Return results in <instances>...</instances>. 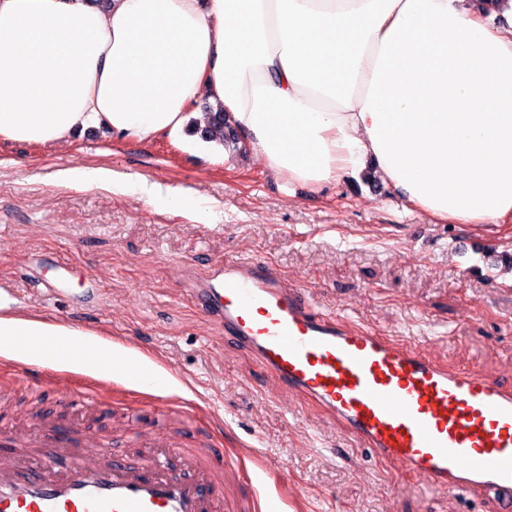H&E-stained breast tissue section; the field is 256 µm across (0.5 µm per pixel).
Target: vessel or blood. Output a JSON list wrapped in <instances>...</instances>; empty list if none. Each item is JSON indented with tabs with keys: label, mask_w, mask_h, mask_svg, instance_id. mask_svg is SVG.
I'll return each instance as SVG.
<instances>
[{
	"label": "vessel or blood",
	"mask_w": 512,
	"mask_h": 512,
	"mask_svg": "<svg viewBox=\"0 0 512 512\" xmlns=\"http://www.w3.org/2000/svg\"><path fill=\"white\" fill-rule=\"evenodd\" d=\"M225 339L331 414L377 459L439 492L487 495L512 512V384L433 362L413 347L323 312L260 259L214 262L190 290ZM63 359L96 362L92 343L16 336ZM72 405L32 432L0 417V512H228L224 451L160 430L112 451L94 391L58 374ZM95 449L85 461L86 449Z\"/></svg>",
	"instance_id": "1"
}]
</instances>
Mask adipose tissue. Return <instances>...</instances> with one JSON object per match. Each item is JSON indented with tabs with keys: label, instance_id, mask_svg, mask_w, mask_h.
<instances>
[{
	"label": "adipose tissue",
	"instance_id": "adipose-tissue-1",
	"mask_svg": "<svg viewBox=\"0 0 512 512\" xmlns=\"http://www.w3.org/2000/svg\"><path fill=\"white\" fill-rule=\"evenodd\" d=\"M201 97L288 182L369 168L438 221L512 219V0H0V141H185ZM58 178L207 217L104 167Z\"/></svg>",
	"mask_w": 512,
	"mask_h": 512
}]
</instances>
